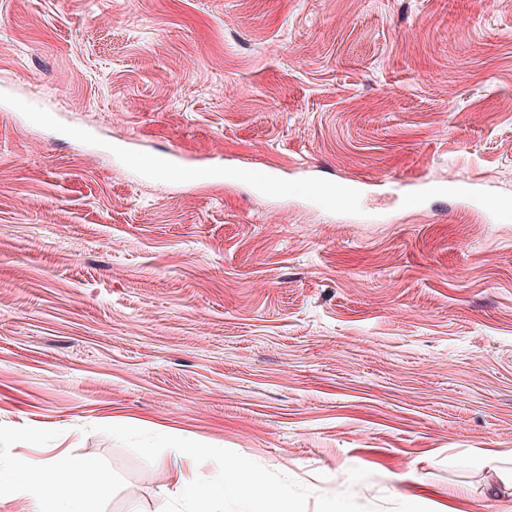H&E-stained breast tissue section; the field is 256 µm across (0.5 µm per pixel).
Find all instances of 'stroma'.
Wrapping results in <instances>:
<instances>
[{"instance_id":"1","label":"stroma","mask_w":512,"mask_h":512,"mask_svg":"<svg viewBox=\"0 0 512 512\" xmlns=\"http://www.w3.org/2000/svg\"><path fill=\"white\" fill-rule=\"evenodd\" d=\"M303 160L368 188L236 176ZM469 178L512 201V0H0V453L102 512H181L164 429L307 512H512V210L402 199ZM14 473V491L28 501V512H101V500L110 492L112 478L101 473L95 491L90 483L86 464L66 453L48 457L35 467L9 465ZM11 469L0 467L2 472ZM57 490L56 498L47 497V491Z\"/></svg>"}]
</instances>
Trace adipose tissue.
<instances>
[{"label": "adipose tissue", "mask_w": 512, "mask_h": 512, "mask_svg": "<svg viewBox=\"0 0 512 512\" xmlns=\"http://www.w3.org/2000/svg\"><path fill=\"white\" fill-rule=\"evenodd\" d=\"M199 455L212 461L217 472L203 485L184 480L182 497L191 512H224L228 498L252 504L259 512H304L302 503H289L286 492L270 490L243 461L225 458L214 448L200 449ZM13 473L14 491L27 499L28 512H101L100 503L112 487L110 475L90 480L86 464L66 453L31 468L14 467Z\"/></svg>", "instance_id": "obj_1"}]
</instances>
